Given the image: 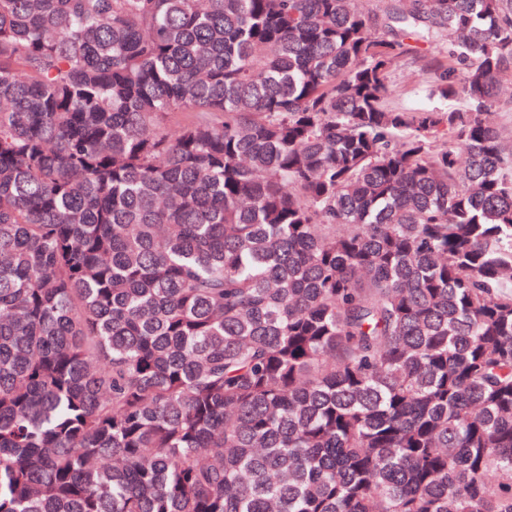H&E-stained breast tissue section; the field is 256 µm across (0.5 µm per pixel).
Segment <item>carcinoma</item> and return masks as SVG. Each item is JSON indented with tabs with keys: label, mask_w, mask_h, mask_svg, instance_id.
<instances>
[{
	"label": "carcinoma",
	"mask_w": 512,
	"mask_h": 512,
	"mask_svg": "<svg viewBox=\"0 0 512 512\" xmlns=\"http://www.w3.org/2000/svg\"><path fill=\"white\" fill-rule=\"evenodd\" d=\"M511 80L512 0H0V512H512ZM434 66L427 59H406L391 76V84L400 92V102L416 107L429 102L424 96V87L434 79ZM494 121L504 130L505 134H511L512 136V85L511 89L506 87L501 93L498 99Z\"/></svg>",
	"instance_id": "1"
}]
</instances>
